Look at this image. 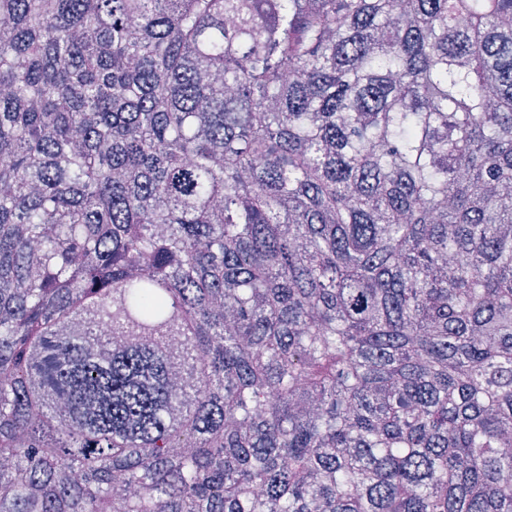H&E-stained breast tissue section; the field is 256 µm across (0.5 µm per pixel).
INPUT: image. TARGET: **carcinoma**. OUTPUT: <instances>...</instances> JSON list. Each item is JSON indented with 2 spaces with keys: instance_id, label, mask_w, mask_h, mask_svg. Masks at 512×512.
Here are the masks:
<instances>
[{
  "instance_id": "cac0c4a2",
  "label": "carcinoma",
  "mask_w": 512,
  "mask_h": 512,
  "mask_svg": "<svg viewBox=\"0 0 512 512\" xmlns=\"http://www.w3.org/2000/svg\"><path fill=\"white\" fill-rule=\"evenodd\" d=\"M0 512H512V0H0Z\"/></svg>"
}]
</instances>
